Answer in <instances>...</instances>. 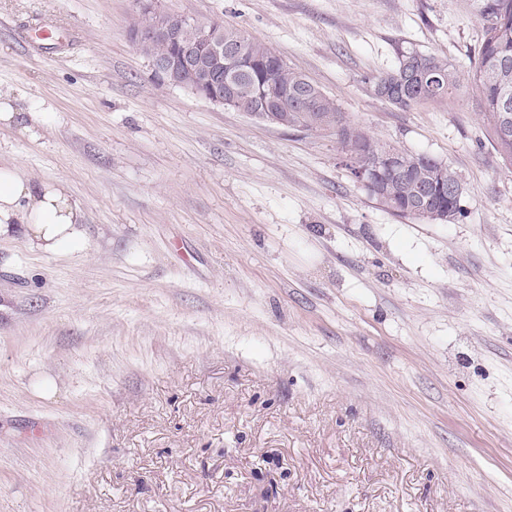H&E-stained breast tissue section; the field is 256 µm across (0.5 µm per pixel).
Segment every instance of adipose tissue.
<instances>
[{
    "label": "adipose tissue",
    "mask_w": 512,
    "mask_h": 512,
    "mask_svg": "<svg viewBox=\"0 0 512 512\" xmlns=\"http://www.w3.org/2000/svg\"><path fill=\"white\" fill-rule=\"evenodd\" d=\"M80 211L63 182L32 185L17 168L0 167V236L18 231L32 249L58 253L85 241Z\"/></svg>",
    "instance_id": "obj_1"
}]
</instances>
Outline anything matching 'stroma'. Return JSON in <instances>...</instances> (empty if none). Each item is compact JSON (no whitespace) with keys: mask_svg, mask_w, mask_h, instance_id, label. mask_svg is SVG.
Segmentation results:
<instances>
[{"mask_svg":"<svg viewBox=\"0 0 512 512\" xmlns=\"http://www.w3.org/2000/svg\"><path fill=\"white\" fill-rule=\"evenodd\" d=\"M154 7L447 163L463 214L399 216L336 133L163 81L138 0H0V96L38 133L0 128V161L64 181L87 241L0 237V512H512V169L468 77L474 0ZM38 15L61 37L36 52ZM412 49L455 65L450 98L373 95Z\"/></svg>","mask_w":512,"mask_h":512,"instance_id":"stroma-1","label":"stroma"}]
</instances>
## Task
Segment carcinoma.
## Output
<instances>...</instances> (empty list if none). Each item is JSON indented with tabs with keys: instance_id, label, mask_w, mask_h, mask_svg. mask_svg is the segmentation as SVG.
Here are the masks:
<instances>
[{
	"instance_id": "cac0c4a2",
	"label": "carcinoma",
	"mask_w": 512,
	"mask_h": 512,
	"mask_svg": "<svg viewBox=\"0 0 512 512\" xmlns=\"http://www.w3.org/2000/svg\"><path fill=\"white\" fill-rule=\"evenodd\" d=\"M477 16L483 26V41L471 67L469 79L478 93L481 112L479 117L486 126L488 138L502 161L512 167V132L502 134V115L512 114V0H477ZM222 33L224 42L233 43L245 40L246 67L234 74L224 75L236 86L238 97L246 104V114L270 122L282 115H288V128L320 133L340 128L346 152L351 161V171H356L360 161H374L383 147L378 140L368 134L343 124V115L338 111L335 100L328 96L315 83L308 84L306 91L317 99V107L311 112L301 109L295 93L301 88L303 73L291 68L270 47L256 41L239 29L222 24H213ZM196 37V29L183 22L176 40L154 43L144 49L147 56H162L177 51L178 44ZM427 68L438 76L432 88H411L409 100H391L389 104L401 110L411 109L423 102L444 99L457 89V72L448 59L434 54L418 51L403 52L396 66L387 73L371 79V87L393 83L398 76L407 71ZM288 87V99L270 101L265 98L264 90L271 86ZM402 166L397 171L385 170L384 185L392 202L394 212L408 216L409 199L412 184L416 180L433 182V175L443 162L425 154L399 151ZM446 177L436 181L435 194L428 206V213L418 214L416 218L443 222L448 217L452 222L461 212L460 200L448 199L447 188L460 185L457 174L445 169Z\"/></svg>"
}]
</instances>
